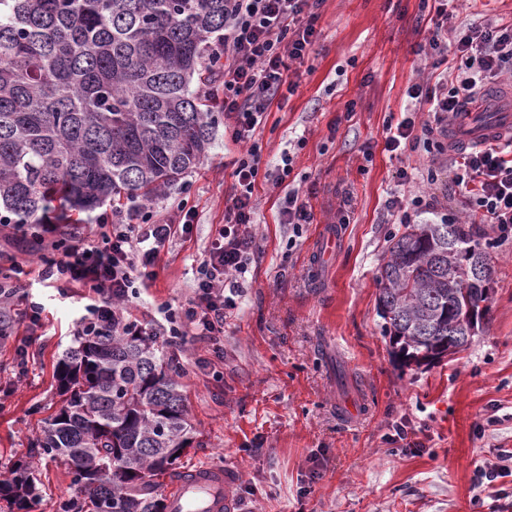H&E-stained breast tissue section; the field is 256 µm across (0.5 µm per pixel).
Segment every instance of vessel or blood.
<instances>
[{"label":"vessel or blood","mask_w":512,"mask_h":512,"mask_svg":"<svg viewBox=\"0 0 512 512\" xmlns=\"http://www.w3.org/2000/svg\"><path fill=\"white\" fill-rule=\"evenodd\" d=\"M511 125L512 115L507 113L498 120L461 125L455 146L463 150L497 143ZM232 480V472L225 469L201 468L184 473L168 490L173 512H234L229 492Z\"/></svg>","instance_id":"obj_1"}]
</instances>
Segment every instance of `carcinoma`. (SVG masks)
<instances>
[{
	"instance_id": "1",
	"label": "carcinoma",
	"mask_w": 512,
	"mask_h": 512,
	"mask_svg": "<svg viewBox=\"0 0 512 512\" xmlns=\"http://www.w3.org/2000/svg\"><path fill=\"white\" fill-rule=\"evenodd\" d=\"M225 0H0V224H39L148 199L203 161L216 123L200 93ZM377 313L405 365L452 341L466 350L489 310L492 268L462 224H407L379 268ZM14 321L0 293V340ZM184 369L130 320L80 336L62 354V406L38 454L64 457L79 496L60 512H169L158 493L193 439ZM27 461L0 479V500L39 498Z\"/></svg>"
}]
</instances>
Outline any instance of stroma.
<instances>
[{
  "label": "stroma",
  "instance_id": "stroma-1",
  "mask_svg": "<svg viewBox=\"0 0 512 512\" xmlns=\"http://www.w3.org/2000/svg\"><path fill=\"white\" fill-rule=\"evenodd\" d=\"M450 25L512 17V0H450ZM319 37L304 64H291L293 94L274 102L255 132L262 162L294 157L293 187L314 215L302 236L280 223L292 186L262 182L252 227L259 257L224 320V361L203 374L208 343L188 339L177 356L185 370L194 438L175 464L231 467L241 512H512V477L500 498L473 502L474 468L512 451V240L489 249V314L468 349L431 366H403L377 314L378 269L398 232L386 202L422 193L436 210L463 221L454 173L428 182L426 153L384 152L388 123L414 104L409 85L430 77L421 53L430 26L423 0H323ZM372 159H365V150ZM236 145L216 122L207 157L143 210L173 215L195 206L189 232L158 254L157 278L137 286L124 315L151 328L189 298L196 268L224 223L233 191ZM407 167L409 184L395 172ZM31 224H0V277L13 262L29 268L13 299L17 320L0 342V473L33 456L42 419L62 404L54 376L79 329L82 291L59 294L34 275L42 242ZM336 243L325 264L316 249ZM44 306L30 325L25 293ZM405 423L425 450L403 451L392 439ZM42 497L28 512H55L76 496L64 458L37 461Z\"/></svg>",
  "mask_w": 512,
  "mask_h": 512
}]
</instances>
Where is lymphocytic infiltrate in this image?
Returning <instances> with one entry per match:
<instances>
[{
    "label": "lymphocytic infiltrate",
    "instance_id": "obj_1",
    "mask_svg": "<svg viewBox=\"0 0 512 512\" xmlns=\"http://www.w3.org/2000/svg\"><path fill=\"white\" fill-rule=\"evenodd\" d=\"M322 0H227L224 35L212 42L210 60L219 82L202 85L205 97L219 101L224 134L240 148L233 162L234 192L224 207V223L197 267L192 297L167 313L163 334L168 345L187 336L219 344L224 311L233 306L228 292L248 272L258 250L251 226L255 221V189L261 177V147L256 129L264 122L281 90H295L289 62H305L317 39ZM435 16L427 43L435 82L416 83L408 96L428 104V116L406 115L387 125L384 149L401 155L404 145L429 154L433 168L455 170L454 185L467 200L465 216L473 225L496 231L488 247L512 238V155L497 145L464 152L449 150L448 127L468 103L481 99L488 81L512 80V19L466 23L445 36L448 0H433ZM178 218L150 212L124 216L102 213L97 237L43 256L40 274L62 288L81 287L88 302L79 317L81 329L107 330L119 316V305L135 282L155 280L157 255L180 227L193 224L195 209L178 204Z\"/></svg>",
    "mask_w": 512,
    "mask_h": 512
}]
</instances>
